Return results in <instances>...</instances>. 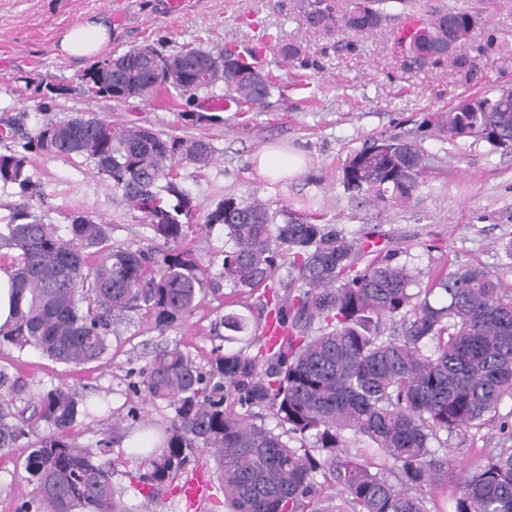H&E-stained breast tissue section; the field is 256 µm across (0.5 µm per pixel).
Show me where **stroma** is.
I'll return each instance as SVG.
<instances>
[{
  "instance_id": "stroma-1",
  "label": "stroma",
  "mask_w": 512,
  "mask_h": 512,
  "mask_svg": "<svg viewBox=\"0 0 512 512\" xmlns=\"http://www.w3.org/2000/svg\"><path fill=\"white\" fill-rule=\"evenodd\" d=\"M312 0H0V152L20 148L44 121L91 110L116 126L132 123L163 133L208 139L215 161L199 170L181 163L177 172L199 206L186 247L210 260L229 243L223 226H205L206 211L231 194L257 196L271 208L288 207L317 224H330L354 236L376 229L399 261L425 272L479 265L512 289V260L504 244L512 241V151L492 149L471 138L449 140L442 132V113L459 102L495 98L512 87V0H422L426 9L448 6L474 14L471 38L454 53L474 62L471 71L452 65L406 68L394 40L414 22L402 15L368 32L342 30L331 36L308 28L304 10ZM91 15L108 16L112 24L110 55L150 45L168 54L190 44L215 54L227 50L276 76L279 85L262 110L229 108L219 122L209 121L223 88L199 93L193 103L175 95L143 101L101 99L88 102L81 76L88 58L58 52L63 33ZM355 43L356 51L345 48ZM299 54L286 58L283 45ZM68 86L55 112L39 111L41 83ZM203 113L201 121L183 120L184 111ZM405 136L420 143L427 172L413 200L405 206H383L355 198L342 183L348 158L380 137ZM275 148L301 154L303 165L293 176L273 179L255 162ZM39 194L28 197L0 188V224L13 212L27 210L68 234L74 215L85 213L111 224L112 237L134 242L141 215L130 210L90 165L65 158L32 156ZM229 287L206 293L184 324L158 334L144 314L133 315L112 338L102 361L73 368L51 361L34 349L0 348V368L20 372L30 393L66 384L74 392L107 395L112 417L79 421L75 440L90 445L110 432L113 416L136 410L141 434L166 425L174 411L151 403L129 389L131 375L150 360L155 346L179 342L198 365H207L219 340L211 323L227 311ZM498 424L471 428L448 440L453 471L483 464L487 453L502 447ZM26 443L0 456V512H17L32 495L21 480Z\"/></svg>"
}]
</instances>
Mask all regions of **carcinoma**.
I'll return each instance as SVG.
<instances>
[{
  "label": "carcinoma",
  "mask_w": 512,
  "mask_h": 512,
  "mask_svg": "<svg viewBox=\"0 0 512 512\" xmlns=\"http://www.w3.org/2000/svg\"><path fill=\"white\" fill-rule=\"evenodd\" d=\"M391 0H375L380 14L361 2L343 15L317 0L306 13L310 28L329 34L381 25ZM452 17L467 39L475 26L467 11L435 9L421 27L397 41L407 66L440 65L428 48L441 38V20ZM187 70L155 74L150 65L129 60L126 69L104 80L102 63L82 76L90 99L122 100L137 87L147 100L175 92L192 100L218 85L193 65L205 56L212 66L223 55L184 46L173 53ZM224 70L228 102L262 108L274 80L259 82L244 71ZM39 108L51 112L64 85L44 86ZM448 137H473L512 150V99L501 108L468 111L460 104L442 121ZM32 150L94 166L127 206L142 214L144 243L112 244V225L77 215L70 236L17 211L0 224V249L16 251L9 269L15 293L13 323L0 327V347L33 348L65 365L101 360L111 336L132 312H143L163 335L185 322L197 298L212 283L210 265L182 246L196 204L174 172L187 160L209 167L214 147L200 137L162 134L141 126L114 127L93 112L50 120L22 145L0 152V187L34 195ZM425 153L417 142L395 136L378 139L349 157L342 169L345 190L382 203L401 205L419 190ZM205 223L224 226L232 242L216 253L219 277L236 294H249V315L234 309L215 319L212 335L228 343L245 340L252 325L277 331L274 344L262 341L238 349L219 345L201 369L177 343L154 351L129 388L173 408L160 434L140 438L143 452L135 469L125 471L144 497L183 481L204 452L213 457L229 512H432L418 495L425 486L447 489L448 437L496 419L512 400V292L481 266L421 272L396 261L372 231L349 238L328 224L292 217L288 207L273 211L258 199L226 195L207 213ZM369 258L359 267L362 258ZM286 261L296 294L281 297L269 284ZM262 287L264 291L254 295ZM28 383L0 369V454L31 435L23 479L34 495L19 512H134L125 488L112 476V433L80 446L69 431L81 418L110 411L101 395L79 396L64 385L39 395L32 418L20 416L14 400ZM244 409L236 412L229 398ZM268 410L277 433L254 422L252 408ZM369 441L376 460L345 451L346 433ZM334 487L321 495L323 483ZM454 512H512V448L488 453L484 465L461 472Z\"/></svg>",
  "instance_id": "obj_1"
}]
</instances>
